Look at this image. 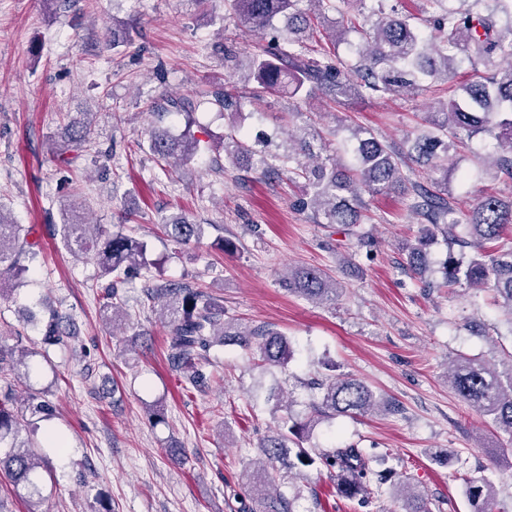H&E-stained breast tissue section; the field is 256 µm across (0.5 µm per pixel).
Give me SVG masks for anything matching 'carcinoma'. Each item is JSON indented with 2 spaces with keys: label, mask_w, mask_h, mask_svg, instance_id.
<instances>
[{
  "label": "carcinoma",
  "mask_w": 512,
  "mask_h": 512,
  "mask_svg": "<svg viewBox=\"0 0 512 512\" xmlns=\"http://www.w3.org/2000/svg\"><path fill=\"white\" fill-rule=\"evenodd\" d=\"M301 0H227L228 16L235 22L263 35L275 28L273 43L248 56L244 80L257 83L253 95L284 92L289 97L307 99L322 89L335 98L353 88L360 93L403 95L423 91L438 80L451 79L457 64L467 60L483 65L484 70L471 83L459 86L448 98L437 102L426 126L403 145L385 143L367 130L352 132L355 143L348 169L337 163L316 159L312 141L315 128L305 123L296 127L291 144L283 154H272L245 139L229 135L224 152L266 174L282 171L288 181L302 184L299 206L313 211L319 224H340L352 231L360 247L369 239L355 228L368 216L362 193L395 192L409 200V208L422 220L420 235L406 245L407 267L422 275L426 257L435 241V233L447 244L456 241L470 245L473 253L455 256L448 253L442 267L444 283H464L470 288L492 287L512 315V201L506 203L487 194L468 213L460 217L455 199L437 181L417 179L415 163L432 169L446 167L448 157L466 147L474 135L486 133L496 141L484 159L486 167L512 180V0H426L432 10L428 26L421 29L409 19L385 10L386 0H328L329 8L339 15L347 28L359 29L362 44L355 49V62L346 66L332 63L329 55L318 60L308 56L319 17L306 15ZM284 20L283 27L274 22ZM133 43L130 27L112 21V47ZM210 103L223 111L240 104L237 86L213 92ZM196 109L192 100H167L159 112L190 115ZM92 134L85 118L73 116L64 125L61 148L52 151V161L70 167ZM150 151L178 170L191 161L198 144L190 126L174 135L156 126L149 133ZM281 165H276V162ZM63 213L69 219L59 225L60 242L76 256L95 259L100 276L107 279L100 305L113 322L122 317L124 299L119 293L133 270H148L155 262L148 258V244L123 233L117 224H89L72 200ZM161 224L180 245L198 242L204 225L183 214L165 216ZM29 232L5 215L0 207V284L7 279L22 283L30 271L29 262L41 253L40 243L28 239ZM282 287L315 303H334L339 289L317 268L296 267L282 276ZM143 301L158 304L168 327L166 359L171 370L187 376L195 387L205 378L202 364L216 345L237 344L255 352L260 367L282 370L288 367L293 350L288 337L268 325L243 327L224 319V306L205 291L186 283L164 281L144 291ZM70 316L53 311L43 333V343L64 342ZM9 336H0V472L9 479L14 491L26 499L27 512H42L40 469L45 455L23 437L29 427L49 418L52 404L43 393L30 394L18 405L16 388L20 375H29L30 358L37 352L9 345ZM26 372H20V368ZM451 385L457 394L498 429L512 434V355L507 368L496 372L477 358L459 355L453 365ZM318 393L311 395L308 413L303 418L290 412L281 416L278 429L258 444L264 457L258 468L263 480L255 492L259 510L250 512H293L291 503L280 494L269 492L275 484L278 467L289 470L302 467L324 469L336 478V492L347 498L372 499L387 481L389 471L376 470L371 459L359 448H306L314 428L324 419L338 415L359 416L383 405V401L364 382L352 377L326 375L313 383ZM463 494L474 506L473 512H490L494 483L486 475L463 478ZM403 512H431L429 499L422 492L402 498Z\"/></svg>",
  "instance_id": "obj_1"
}]
</instances>
